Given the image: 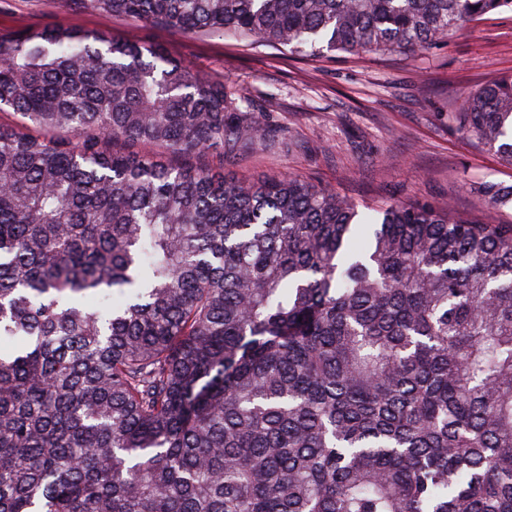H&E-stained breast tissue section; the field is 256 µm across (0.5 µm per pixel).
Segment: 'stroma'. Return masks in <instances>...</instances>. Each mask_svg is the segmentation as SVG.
I'll return each instance as SVG.
<instances>
[{
  "instance_id": "obj_1",
  "label": "stroma",
  "mask_w": 512,
  "mask_h": 512,
  "mask_svg": "<svg viewBox=\"0 0 512 512\" xmlns=\"http://www.w3.org/2000/svg\"><path fill=\"white\" fill-rule=\"evenodd\" d=\"M59 0H0V32L54 22L161 47L222 81L238 106L263 119L252 145L225 158L224 175L298 177L350 198L360 210L392 201L451 202L455 211L512 223V203L486 208L479 190L512 185V168L457 129L459 94L512 72V12L412 55L329 60L288 48L245 45L212 33L181 34Z\"/></svg>"
}]
</instances>
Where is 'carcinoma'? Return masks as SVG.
I'll use <instances>...</instances> for the list:
<instances>
[{"mask_svg":"<svg viewBox=\"0 0 512 512\" xmlns=\"http://www.w3.org/2000/svg\"><path fill=\"white\" fill-rule=\"evenodd\" d=\"M74 6L335 57L428 48L512 0ZM6 107L0 512H512V224L227 181L204 159L260 113L60 22L0 34ZM456 121L512 167V73Z\"/></svg>","mask_w":512,"mask_h":512,"instance_id":"obj_1","label":"carcinoma"}]
</instances>
